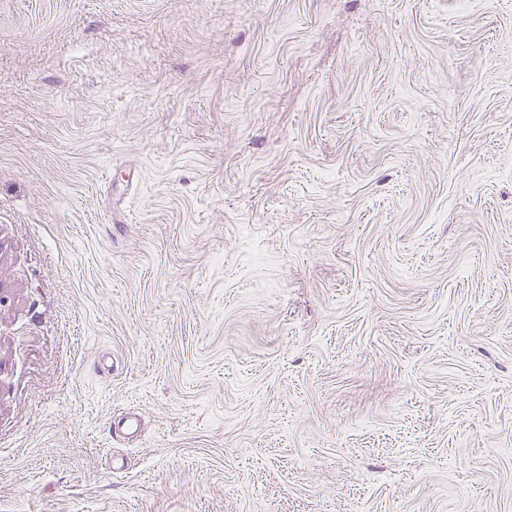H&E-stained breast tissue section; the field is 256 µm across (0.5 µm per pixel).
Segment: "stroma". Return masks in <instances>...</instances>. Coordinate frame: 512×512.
Here are the masks:
<instances>
[{
  "label": "stroma",
  "instance_id": "1",
  "mask_svg": "<svg viewBox=\"0 0 512 512\" xmlns=\"http://www.w3.org/2000/svg\"><path fill=\"white\" fill-rule=\"evenodd\" d=\"M0 512H512V0H0Z\"/></svg>",
  "mask_w": 512,
  "mask_h": 512
}]
</instances>
